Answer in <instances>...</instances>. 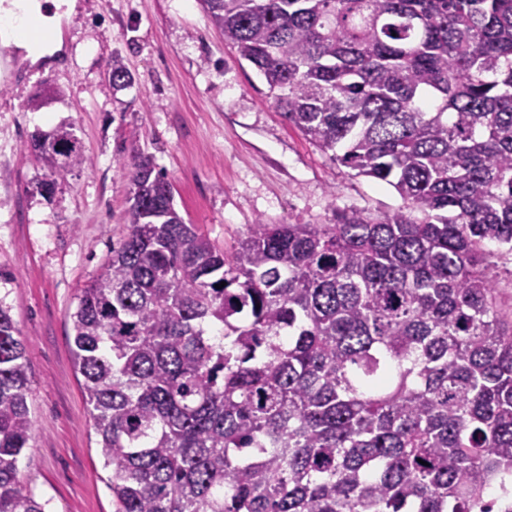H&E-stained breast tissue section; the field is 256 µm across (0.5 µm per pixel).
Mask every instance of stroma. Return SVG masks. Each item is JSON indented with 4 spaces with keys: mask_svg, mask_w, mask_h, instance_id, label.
Instances as JSON below:
<instances>
[{
    "mask_svg": "<svg viewBox=\"0 0 512 512\" xmlns=\"http://www.w3.org/2000/svg\"><path fill=\"white\" fill-rule=\"evenodd\" d=\"M62 23L65 56L21 61L0 82V307L26 347L34 420L18 463L49 512H114L70 344L82 288L101 272L128 208L124 169L150 156L187 223L231 252L250 224H332L395 210V190L332 163L288 123L199 0H79ZM120 57L130 86L111 85ZM73 126L92 164L53 194L24 156L32 134Z\"/></svg>",
    "mask_w": 512,
    "mask_h": 512,
    "instance_id": "35a3bbf8",
    "label": "stroma"
}]
</instances>
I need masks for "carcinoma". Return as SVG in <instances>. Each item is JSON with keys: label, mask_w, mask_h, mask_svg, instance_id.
<instances>
[{"label": "carcinoma", "mask_w": 512, "mask_h": 512, "mask_svg": "<svg viewBox=\"0 0 512 512\" xmlns=\"http://www.w3.org/2000/svg\"><path fill=\"white\" fill-rule=\"evenodd\" d=\"M283 117L403 206L226 255L148 156L73 313L115 512H512V0H200ZM126 86L122 60L109 65ZM41 191L92 164L70 127ZM224 284L222 288L215 285ZM0 307V512H46ZM496 263L497 296L504 319L509 320L512 313V255L499 254L492 259Z\"/></svg>", "instance_id": "carcinoma-1"}]
</instances>
